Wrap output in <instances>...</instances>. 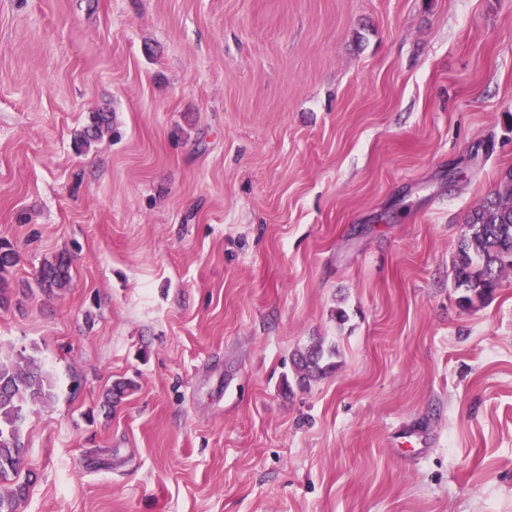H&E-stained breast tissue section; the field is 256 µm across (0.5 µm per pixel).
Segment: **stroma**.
<instances>
[{"label":"stroma","mask_w":512,"mask_h":512,"mask_svg":"<svg viewBox=\"0 0 512 512\" xmlns=\"http://www.w3.org/2000/svg\"><path fill=\"white\" fill-rule=\"evenodd\" d=\"M511 169L512 0H0L19 512H512V271L454 272ZM112 128L111 112H94L91 115V124L86 128L83 134L76 140L78 147L89 146L92 141H96L108 134ZM71 267V257L63 253L44 260L37 272V286L46 295L64 290L71 284ZM335 354L334 350H326L321 343L312 344L295 353L292 363L299 386H308L311 381L322 378L334 364L327 360Z\"/></svg>","instance_id":"obj_1"}]
</instances>
